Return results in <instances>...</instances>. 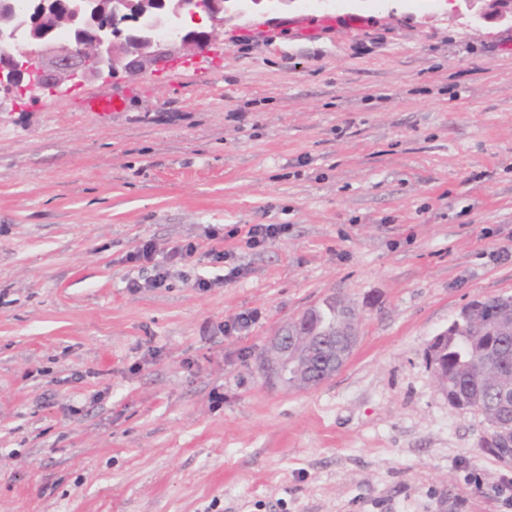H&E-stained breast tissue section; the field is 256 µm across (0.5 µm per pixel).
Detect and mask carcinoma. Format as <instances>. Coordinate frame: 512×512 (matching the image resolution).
I'll return each instance as SVG.
<instances>
[{"instance_id":"1","label":"carcinoma","mask_w":512,"mask_h":512,"mask_svg":"<svg viewBox=\"0 0 512 512\" xmlns=\"http://www.w3.org/2000/svg\"><path fill=\"white\" fill-rule=\"evenodd\" d=\"M475 316L460 318L440 343L442 388L452 408L481 413L488 423L484 437L512 448V409L494 405L501 392L512 393V328L503 320L512 318V297H493L479 302ZM302 330L312 335L316 346L312 369L320 374L342 363H333L332 352L322 348L336 325V301L310 309Z\"/></svg>"}]
</instances>
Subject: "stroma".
Returning a JSON list of instances; mask_svg holds the SVG:
<instances>
[{
    "instance_id": "1",
    "label": "stroma",
    "mask_w": 512,
    "mask_h": 512,
    "mask_svg": "<svg viewBox=\"0 0 512 512\" xmlns=\"http://www.w3.org/2000/svg\"><path fill=\"white\" fill-rule=\"evenodd\" d=\"M248 224L286 232L225 239ZM144 239L155 264L199 250L147 288L154 264L127 259ZM494 296L512 20L486 0H229L192 64L0 112V512H512L484 416L426 357ZM330 297L359 318L349 360L268 383L270 338ZM282 224H251L245 232V243L251 249L264 247L281 236Z\"/></svg>"
}]
</instances>
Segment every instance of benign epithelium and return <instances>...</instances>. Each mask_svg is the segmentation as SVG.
Masks as SVG:
<instances>
[{"instance_id": "7a95c632", "label": "benign epithelium", "mask_w": 512, "mask_h": 512, "mask_svg": "<svg viewBox=\"0 0 512 512\" xmlns=\"http://www.w3.org/2000/svg\"><path fill=\"white\" fill-rule=\"evenodd\" d=\"M227 0H27L18 10L0 0V93L36 102L45 92L66 93L121 72L140 74L189 61L224 32ZM205 16L208 27L184 31L187 17ZM312 350L299 346L284 326L262 361L268 380L296 364L295 384L315 385Z\"/></svg>"}]
</instances>
